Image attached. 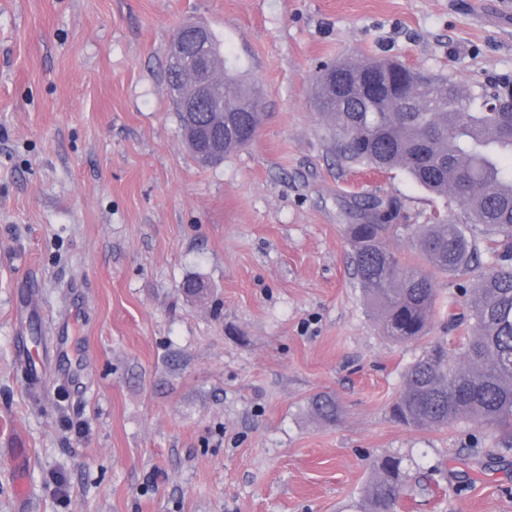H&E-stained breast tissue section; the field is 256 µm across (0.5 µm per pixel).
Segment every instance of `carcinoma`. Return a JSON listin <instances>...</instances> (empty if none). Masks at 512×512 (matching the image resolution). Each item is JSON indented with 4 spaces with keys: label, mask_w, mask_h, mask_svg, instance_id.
Wrapping results in <instances>:
<instances>
[{
    "label": "carcinoma",
    "mask_w": 512,
    "mask_h": 512,
    "mask_svg": "<svg viewBox=\"0 0 512 512\" xmlns=\"http://www.w3.org/2000/svg\"><path fill=\"white\" fill-rule=\"evenodd\" d=\"M384 78L382 61H344L334 76L319 74L317 97L332 129L342 134V157L376 169L401 168L422 187L447 199V207L466 201L464 220L436 218L430 224H395L397 206L381 202L359 205L358 224L347 234L354 275L371 312L384 332L398 343L427 335L435 306L434 280L417 266L403 265L389 242L406 236L426 264L442 272L478 271L461 310L448 322L464 327L462 357L439 345L427 347L404 374L401 392L390 411L413 428H439L469 419L512 428V115L488 108L495 88L464 86L446 78L424 76L405 68L402 85L381 94L355 91L354 79ZM224 92L203 111L208 124L224 110V120L259 124L257 97L224 67ZM480 224L489 234L491 263L477 260V245L463 226ZM308 406L327 423L339 409L329 394L313 396ZM366 492V512H392L407 491L402 461L388 457L374 465Z\"/></svg>",
    "instance_id": "carcinoma-1"
}]
</instances>
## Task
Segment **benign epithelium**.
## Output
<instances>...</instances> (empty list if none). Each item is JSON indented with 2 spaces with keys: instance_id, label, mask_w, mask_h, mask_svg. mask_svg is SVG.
<instances>
[{
  "instance_id": "1",
  "label": "benign epithelium",
  "mask_w": 512,
  "mask_h": 512,
  "mask_svg": "<svg viewBox=\"0 0 512 512\" xmlns=\"http://www.w3.org/2000/svg\"><path fill=\"white\" fill-rule=\"evenodd\" d=\"M209 30L197 23H184L175 32L170 47V66L188 62L194 67L191 85L177 100L183 126L187 127L188 141L203 147L200 161L208 162L224 152V128L201 125L197 112L201 111L207 97L211 95L212 84L222 78L212 57L207 54Z\"/></svg>"
}]
</instances>
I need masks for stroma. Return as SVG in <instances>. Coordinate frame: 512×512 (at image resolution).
Here are the masks:
<instances>
[{
	"label": "stroma",
	"mask_w": 512,
	"mask_h": 512,
	"mask_svg": "<svg viewBox=\"0 0 512 512\" xmlns=\"http://www.w3.org/2000/svg\"><path fill=\"white\" fill-rule=\"evenodd\" d=\"M187 22L261 99L256 137L207 167L166 80ZM351 59L512 77V0H0V441L27 449L29 512H363L386 456L411 487L397 512H512V437L390 414L426 343L457 344L470 278L434 273L425 341L369 312L345 234L359 201L401 224L449 208L341 157L315 77ZM196 280L207 296L184 293ZM26 301L34 335L68 327L79 376L15 364ZM308 406L315 415L327 423H334L338 418L339 409L336 400L329 394L313 396Z\"/></svg>",
	"instance_id": "obj_1"
}]
</instances>
